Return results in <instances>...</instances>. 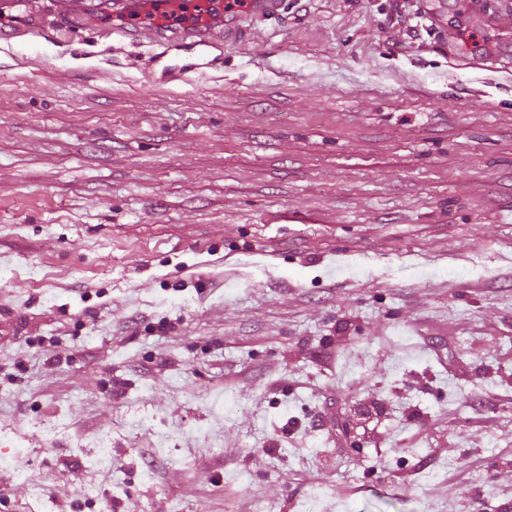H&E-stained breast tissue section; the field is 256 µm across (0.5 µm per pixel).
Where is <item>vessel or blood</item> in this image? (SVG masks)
Wrapping results in <instances>:
<instances>
[{"label":"vessel or blood","instance_id":"vessel-or-blood-1","mask_svg":"<svg viewBox=\"0 0 512 512\" xmlns=\"http://www.w3.org/2000/svg\"><path fill=\"white\" fill-rule=\"evenodd\" d=\"M280 7V0H116L114 4L126 30H152L161 39L170 34L188 42L190 48L202 50L212 47L214 41L195 31L194 16L218 13L233 25L244 17L270 16Z\"/></svg>","mask_w":512,"mask_h":512}]
</instances>
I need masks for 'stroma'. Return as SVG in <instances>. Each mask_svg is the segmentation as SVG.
<instances>
[{"mask_svg": "<svg viewBox=\"0 0 512 512\" xmlns=\"http://www.w3.org/2000/svg\"><path fill=\"white\" fill-rule=\"evenodd\" d=\"M112 3L0 0V512H506L512 0H282L171 82Z\"/></svg>", "mask_w": 512, "mask_h": 512, "instance_id": "35a3bbf8", "label": "stroma"}]
</instances>
